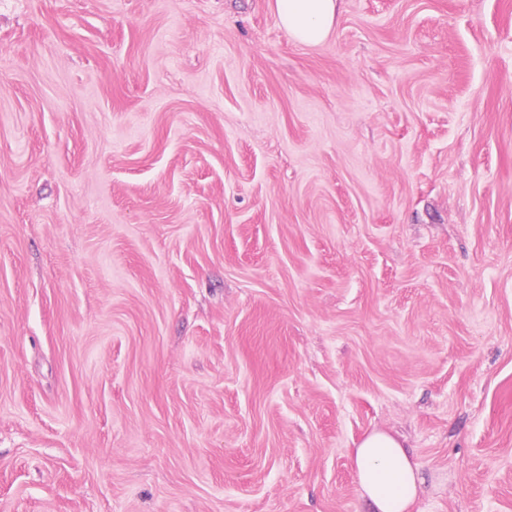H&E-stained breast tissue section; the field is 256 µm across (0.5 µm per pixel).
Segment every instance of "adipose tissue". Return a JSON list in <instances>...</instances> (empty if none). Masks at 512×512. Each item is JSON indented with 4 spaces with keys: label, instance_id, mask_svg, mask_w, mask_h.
<instances>
[{
    "label": "adipose tissue",
    "instance_id": "obj_1",
    "mask_svg": "<svg viewBox=\"0 0 512 512\" xmlns=\"http://www.w3.org/2000/svg\"><path fill=\"white\" fill-rule=\"evenodd\" d=\"M280 27L294 42L316 46L331 34L337 0H274ZM360 494L370 512H409L422 485V465L398 437L367 433L353 453Z\"/></svg>",
    "mask_w": 512,
    "mask_h": 512
}]
</instances>
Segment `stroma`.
<instances>
[{"label":"stroma","mask_w":512,"mask_h":512,"mask_svg":"<svg viewBox=\"0 0 512 512\" xmlns=\"http://www.w3.org/2000/svg\"><path fill=\"white\" fill-rule=\"evenodd\" d=\"M512 512V0H0V512ZM338 0H274L280 27L294 42L316 46L331 34ZM406 444L382 430L367 433L354 448L361 498L370 511L408 512L422 485V465Z\"/></svg>","instance_id":"obj_1"}]
</instances>
